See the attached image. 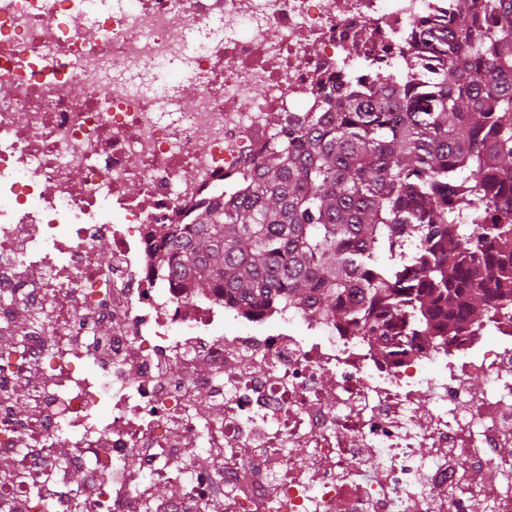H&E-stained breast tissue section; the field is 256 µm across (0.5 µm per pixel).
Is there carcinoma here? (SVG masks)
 Segmentation results:
<instances>
[{"label":"carcinoma","instance_id":"1","mask_svg":"<svg viewBox=\"0 0 512 512\" xmlns=\"http://www.w3.org/2000/svg\"><path fill=\"white\" fill-rule=\"evenodd\" d=\"M447 2L406 76L339 83L232 202L171 227L163 263L194 294L303 306L402 346L512 309V0Z\"/></svg>","mask_w":512,"mask_h":512}]
</instances>
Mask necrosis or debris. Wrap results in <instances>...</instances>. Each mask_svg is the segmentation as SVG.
<instances>
[{
    "label": "necrosis or debris",
    "mask_w": 512,
    "mask_h": 512,
    "mask_svg": "<svg viewBox=\"0 0 512 512\" xmlns=\"http://www.w3.org/2000/svg\"><path fill=\"white\" fill-rule=\"evenodd\" d=\"M442 3L113 0L95 40L80 0H0V461L23 473L0 512H73L61 446L87 512H512V318L403 353L329 316L193 295L158 250L335 80L405 75ZM177 64L196 93L155 83ZM216 448L217 473L196 462Z\"/></svg>",
    "instance_id": "necrosis-or-debris-1"
}]
</instances>
